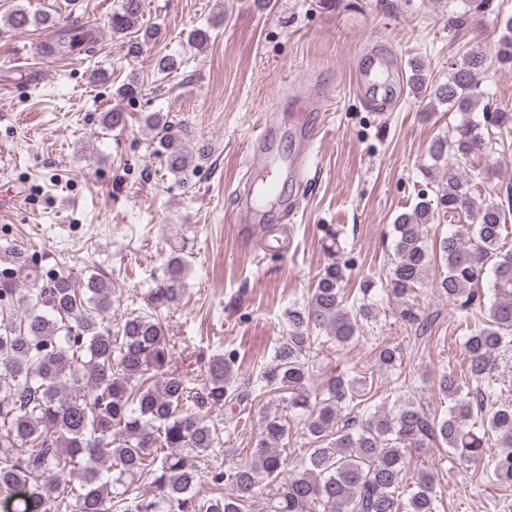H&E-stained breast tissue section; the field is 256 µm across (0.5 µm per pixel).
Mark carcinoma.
Returning <instances> with one entry per match:
<instances>
[{"mask_svg":"<svg viewBox=\"0 0 512 512\" xmlns=\"http://www.w3.org/2000/svg\"><path fill=\"white\" fill-rule=\"evenodd\" d=\"M142 0H120L111 28L124 34L140 22ZM46 16L15 9L11 26L45 24ZM497 55L512 61V16ZM486 56L468 51L453 63L448 82L425 85L421 64H413V87L448 104L460 119L429 147L434 163L446 155L486 154L481 123L512 130V112L481 105L479 74ZM481 112L477 120L475 112ZM155 131L156 153L177 176L192 166L182 131L161 112L144 115ZM479 175L448 176L437 202L448 214L463 213L438 244L445 275L439 288L466 315L464 379L452 368L437 386L448 408L430 412L400 393L399 380L375 397L373 373L353 368L315 384L314 350L324 343L347 345L360 322L373 317L372 298L384 292L402 300V316L416 318L415 299L429 264L425 242L434 213L425 201L394 221L395 259L384 288L368 278L358 304L348 305V264L339 259L341 230L324 228L329 262L303 305L286 311L288 330L272 361L256 380L243 377L235 352L212 355L200 390L188 373L171 369L175 345L165 335L161 314L186 293L192 253L185 238L169 243L163 278L144 294L146 308L124 313L118 333L106 324L112 282L98 274L77 285L59 272L43 273L16 247H0V493L21 490L30 512H438L434 474L412 469V450L443 445L460 460L483 458L486 435L500 453L492 475L512 485V404L487 406L495 353L512 348V248L505 246L506 210L475 204ZM493 273V301L487 317L479 284ZM396 345L379 346L377 370L402 367ZM287 404L288 417L267 411L252 460L204 471L202 461L223 444L209 419L226 406L243 413L265 395ZM306 431L313 448L287 467L279 444L290 422ZM213 494L201 498L202 474ZM144 482L148 493L136 491Z\"/></svg>","mask_w":512,"mask_h":512,"instance_id":"carcinoma-1","label":"carcinoma"}]
</instances>
